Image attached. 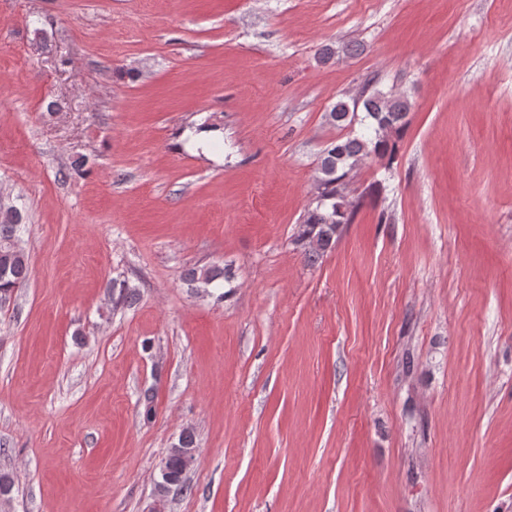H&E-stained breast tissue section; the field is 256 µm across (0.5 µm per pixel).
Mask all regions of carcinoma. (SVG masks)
Instances as JSON below:
<instances>
[{"label":"carcinoma","mask_w":512,"mask_h":512,"mask_svg":"<svg viewBox=\"0 0 512 512\" xmlns=\"http://www.w3.org/2000/svg\"><path fill=\"white\" fill-rule=\"evenodd\" d=\"M358 101L364 110V129L361 133L347 135L331 142L322 152L318 162V196L316 206L303 215L294 243L302 248L307 263L318 262L336 243L343 225L353 219L345 190L352 172L365 158L384 159L394 154L396 142L408 125L412 108L403 94L384 92L369 81L363 85ZM350 106L340 99L329 112L330 122L337 128L351 124ZM23 224L21 211L14 207L0 206V304L9 302L13 293L29 279L28 256L21 245ZM231 278V268L224 265H203L189 268L182 275L187 287L207 293ZM114 307L131 306L139 299V291L126 281L112 280L110 287ZM168 476L177 482V488L188 492L187 477L179 457L168 456Z\"/></svg>","instance_id":"obj_1"}]
</instances>
